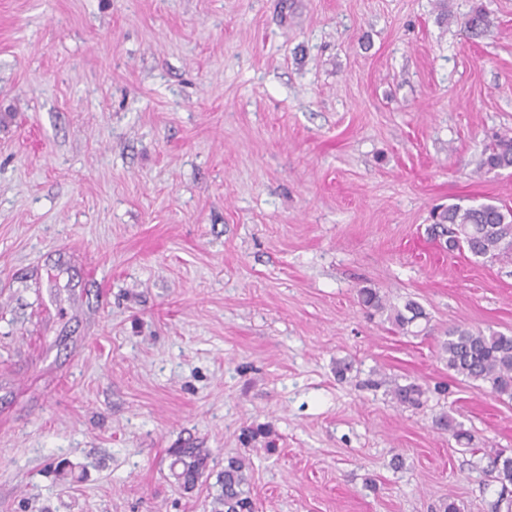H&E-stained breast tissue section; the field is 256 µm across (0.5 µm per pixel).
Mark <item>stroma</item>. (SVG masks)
<instances>
[{
    "mask_svg": "<svg viewBox=\"0 0 512 512\" xmlns=\"http://www.w3.org/2000/svg\"><path fill=\"white\" fill-rule=\"evenodd\" d=\"M504 131L512 0H0V512H213L231 456L256 512H495L512 400L440 345L512 334V261L426 227L512 207ZM482 166L487 167L488 170L512 167L511 132H505L496 136L494 146L486 155ZM358 297L360 304L368 310L384 313L388 311L387 319L393 326L405 333H419L421 331H412V327L418 325L421 319L426 320L427 316L423 308L414 301H407L403 310L396 307H387L386 302L373 288H359ZM390 394L400 405L420 406L424 403L422 398L425 396L426 391L421 385L416 383L406 385L395 384L390 390ZM181 463L183 471L178 475L184 480V484L193 485L202 474L204 460L197 448H179L176 460L173 464Z\"/></svg>",
    "mask_w": 512,
    "mask_h": 512,
    "instance_id": "1",
    "label": "stroma"
}]
</instances>
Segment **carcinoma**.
Returning a JSON list of instances; mask_svg holds the SVG:
<instances>
[{
    "mask_svg": "<svg viewBox=\"0 0 512 512\" xmlns=\"http://www.w3.org/2000/svg\"><path fill=\"white\" fill-rule=\"evenodd\" d=\"M483 166L489 170L512 167V134L496 136L494 146L486 155ZM427 234L444 242L451 251L467 253L478 259L504 260L512 258V208L494 200L478 204L452 203L436 209ZM360 304L368 310L387 313V319L397 329L409 333L421 319H427L423 308L408 301L403 308L387 306L373 288L358 290ZM442 359L448 370L477 386L512 400V335L494 330L474 329L456 325L448 330V339L441 344ZM390 394L401 405L420 406L426 391L421 385L396 384ZM436 426L452 433L459 442L471 441V436L458 429L455 421L442 415ZM175 463L183 465L179 477L184 483L194 484L202 474L204 460L196 448H180ZM492 481L501 485L498 501L512 506V456L497 454L487 467ZM221 493L214 500V512H254L250 492L249 465L242 458L230 457L225 461L219 477Z\"/></svg>",
    "mask_w": 512,
    "mask_h": 512,
    "instance_id": "cac0c4a2",
    "label": "carcinoma"
}]
</instances>
